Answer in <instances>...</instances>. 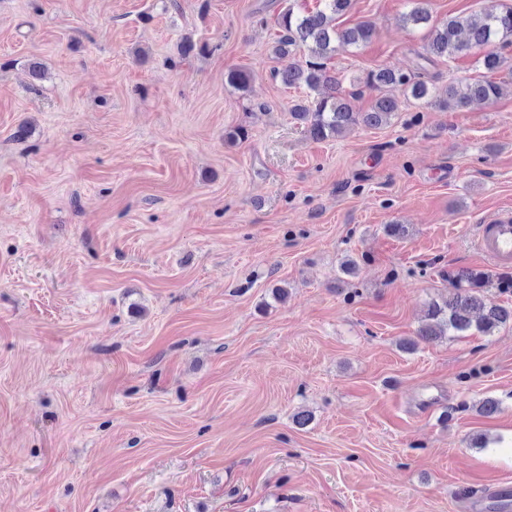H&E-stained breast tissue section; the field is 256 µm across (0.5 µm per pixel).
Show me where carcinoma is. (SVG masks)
I'll return each instance as SVG.
<instances>
[{
	"label": "carcinoma",
	"instance_id": "1",
	"mask_svg": "<svg viewBox=\"0 0 512 512\" xmlns=\"http://www.w3.org/2000/svg\"><path fill=\"white\" fill-rule=\"evenodd\" d=\"M321 8L297 12L293 8L279 13L278 38L273 53L291 55L299 47L306 50L304 58L288 70L275 73L288 87H303L306 97L290 109L294 119L304 123L309 135L316 140L338 137L361 125L380 128L391 122L398 110L394 93L426 105L463 109L476 102H493L512 92V82L504 84L487 76L464 84L449 82L440 90L429 83L424 65L412 72L390 67L369 71L365 77L353 81L380 92L367 112H356L343 90V79L329 67L336 54L346 52L368 42L373 36L372 25L361 22L341 29L337 16L345 13L351 0H319ZM410 9L402 15L406 25L428 29L427 54L430 57L452 58L496 42L512 44V3L496 0L492 9L472 12L465 17H453L443 24L431 22V16L422 0H408ZM225 82L246 92L250 75L244 69H231ZM449 287L439 299L428 304L426 322L417 330L416 338L405 339L401 347L417 348L419 342H433L448 336H468L478 333L492 336L500 328L512 324V306L486 301L484 284L489 277L482 272L466 271L448 275Z\"/></svg>",
	"mask_w": 512,
	"mask_h": 512
}]
</instances>
